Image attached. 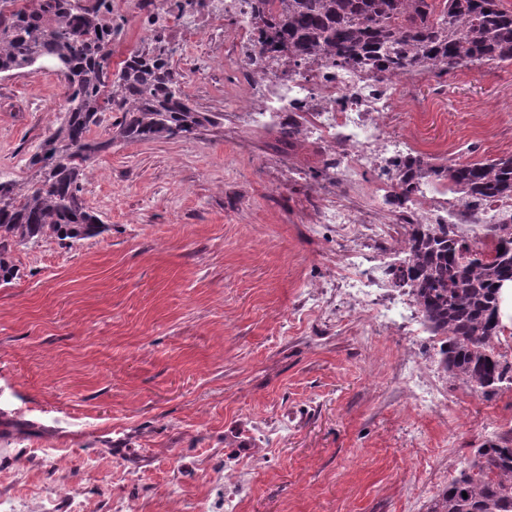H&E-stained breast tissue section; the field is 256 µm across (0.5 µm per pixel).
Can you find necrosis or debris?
Here are the masks:
<instances>
[{"label": "necrosis or debris", "mask_w": 512, "mask_h": 512, "mask_svg": "<svg viewBox=\"0 0 512 512\" xmlns=\"http://www.w3.org/2000/svg\"><path fill=\"white\" fill-rule=\"evenodd\" d=\"M192 0H118L115 22L133 15L146 38H172L174 30L190 36L207 35L225 16L243 12V0H207L199 11H189ZM255 28L241 25L224 42V70L244 89L232 109L242 124L271 132L288 125L299 130L303 143L319 146L329 184L320 191L324 203L315 205V221L337 225L348 239L368 242L401 238L407 224H465L468 213L448 202L447 181L421 182L410 202L398 203L392 184L397 163L408 157L409 139L392 127L394 112L412 101L410 75L372 73L334 66L326 60L279 63L259 57ZM375 177V216L354 211L343 200L331 198V188L355 186L365 174ZM369 258L362 249L343 251L335 279L344 287L349 305L365 314L370 324L387 317L362 274ZM405 388L413 408L423 414L445 406L446 392L421 359L403 364Z\"/></svg>", "instance_id": "4bbe7bcc"}]
</instances>
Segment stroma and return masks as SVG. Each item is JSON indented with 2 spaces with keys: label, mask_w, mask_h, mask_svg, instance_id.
Returning <instances> with one entry per match:
<instances>
[{
  "label": "stroma",
  "mask_w": 512,
  "mask_h": 512,
  "mask_svg": "<svg viewBox=\"0 0 512 512\" xmlns=\"http://www.w3.org/2000/svg\"><path fill=\"white\" fill-rule=\"evenodd\" d=\"M173 65L221 124L116 143L82 191L105 232L17 247L20 275L0 284V512H221L235 470L240 512H425L512 430V385L472 396L436 364L451 406L414 413L398 364L424 345L330 292L343 242L313 221L318 149L225 111L243 89L223 40L177 45ZM413 96L396 129L433 162L512 156V65ZM66 106L53 71L0 76L1 176H27ZM287 164L309 179L282 189Z\"/></svg>",
  "instance_id": "1"
}]
</instances>
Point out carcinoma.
I'll return each instance as SVG.
<instances>
[{"mask_svg":"<svg viewBox=\"0 0 512 512\" xmlns=\"http://www.w3.org/2000/svg\"><path fill=\"white\" fill-rule=\"evenodd\" d=\"M261 54L336 56L360 69L430 71L512 62V8L501 0H253ZM109 0L79 9L72 0H0V74L51 68L64 80L67 108L29 159L23 179H0V283L19 276L13 252L53 238L96 237L105 224L86 206L91 163L118 141L192 138L224 115L199 112L185 95L171 42H148L112 66L107 48L120 34L99 17ZM106 112H119L106 139L90 136ZM423 175L448 180L470 203L512 194V157L441 166L410 156L395 178L396 197L413 195ZM512 223L490 224L483 240L448 224H410L392 287L406 288L432 333L444 337L439 364L466 391L488 398L512 382L495 354L502 283L512 274ZM426 512H512V436L487 442Z\"/></svg>","mask_w":512,"mask_h":512,"instance_id":"cac0c4a2","label":"carcinoma"}]
</instances>
